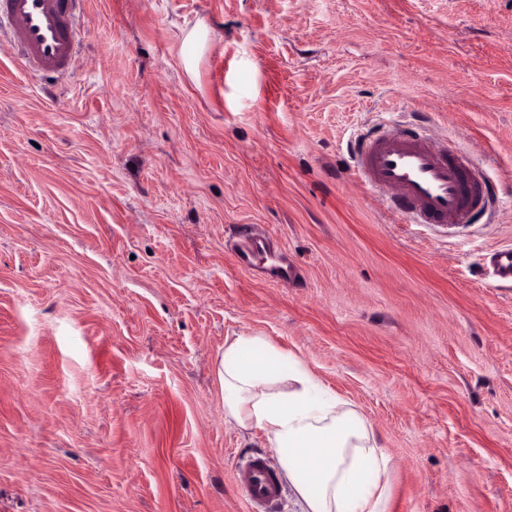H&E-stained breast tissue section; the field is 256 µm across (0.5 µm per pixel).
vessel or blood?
Returning a JSON list of instances; mask_svg holds the SVG:
<instances>
[{"label":"vessel or blood","instance_id":"vessel-or-blood-1","mask_svg":"<svg viewBox=\"0 0 512 512\" xmlns=\"http://www.w3.org/2000/svg\"><path fill=\"white\" fill-rule=\"evenodd\" d=\"M77 0H0V27L24 69L62 75L77 52ZM352 168L363 187L379 192L392 213L413 224L477 221L480 201L492 198L483 169L468 156L453 157L434 141L430 127L380 123L357 137ZM249 512H267L280 496L278 475L267 460L253 455L234 472Z\"/></svg>","mask_w":512,"mask_h":512}]
</instances>
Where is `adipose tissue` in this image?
<instances>
[{
    "label": "adipose tissue",
    "mask_w": 512,
    "mask_h": 512,
    "mask_svg": "<svg viewBox=\"0 0 512 512\" xmlns=\"http://www.w3.org/2000/svg\"><path fill=\"white\" fill-rule=\"evenodd\" d=\"M218 378L225 421L263 435L302 512H388L389 458L364 415L326 390L302 358L262 336H233Z\"/></svg>",
    "instance_id": "1"
}]
</instances>
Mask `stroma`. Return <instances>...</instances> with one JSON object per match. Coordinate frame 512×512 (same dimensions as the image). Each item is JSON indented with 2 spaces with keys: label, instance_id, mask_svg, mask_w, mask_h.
<instances>
[{
  "label": "stroma",
  "instance_id": "1",
  "mask_svg": "<svg viewBox=\"0 0 512 512\" xmlns=\"http://www.w3.org/2000/svg\"><path fill=\"white\" fill-rule=\"evenodd\" d=\"M75 68L0 43V512H248L229 336L368 419L388 512H512V0H82ZM211 29L195 76L184 30ZM392 108L476 151L488 223L408 224L347 144ZM256 232L298 284L238 266Z\"/></svg>",
  "mask_w": 512,
  "mask_h": 512
}]
</instances>
